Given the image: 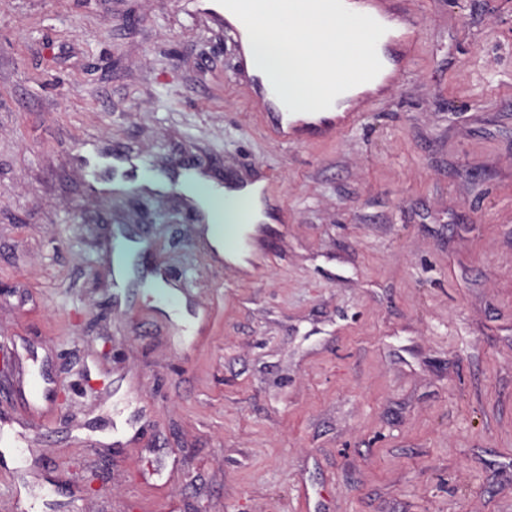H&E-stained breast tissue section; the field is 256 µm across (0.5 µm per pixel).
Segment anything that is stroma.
<instances>
[{"instance_id":"35a3bbf8","label":"stroma","mask_w":512,"mask_h":512,"mask_svg":"<svg viewBox=\"0 0 512 512\" xmlns=\"http://www.w3.org/2000/svg\"><path fill=\"white\" fill-rule=\"evenodd\" d=\"M398 7L407 79L285 147L186 0H0V403L55 394L0 512H512V0ZM178 162L264 179L274 253L133 183Z\"/></svg>"}]
</instances>
